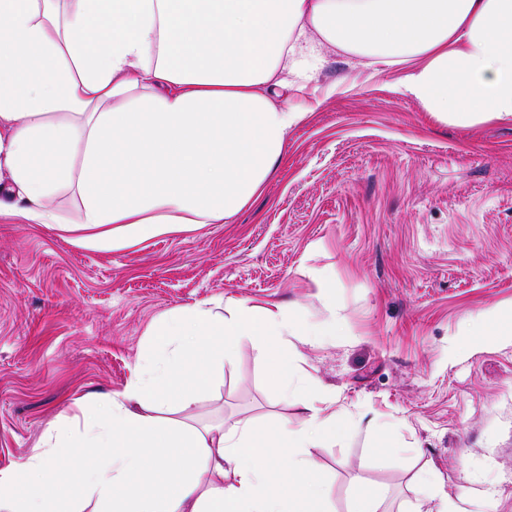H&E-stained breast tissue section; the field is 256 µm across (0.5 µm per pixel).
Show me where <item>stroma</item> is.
<instances>
[{"instance_id":"1","label":"stroma","mask_w":512,"mask_h":512,"mask_svg":"<svg viewBox=\"0 0 512 512\" xmlns=\"http://www.w3.org/2000/svg\"><path fill=\"white\" fill-rule=\"evenodd\" d=\"M305 110L264 192L232 221L100 250L0 216V469L17 472L81 395L124 391L153 361L148 331L209 301L279 303L301 322L335 305L340 340L288 339L311 390L349 418L311 448L328 512L372 487L390 512L434 491L512 512V343L465 333L512 315V122H438L323 48ZM263 349L241 339L192 424L303 425Z\"/></svg>"}]
</instances>
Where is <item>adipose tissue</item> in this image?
Returning <instances> with one entry per match:
<instances>
[{
    "instance_id": "adipose-tissue-1",
    "label": "adipose tissue",
    "mask_w": 512,
    "mask_h": 512,
    "mask_svg": "<svg viewBox=\"0 0 512 512\" xmlns=\"http://www.w3.org/2000/svg\"><path fill=\"white\" fill-rule=\"evenodd\" d=\"M0 0V213L128 247L220 224L264 189L303 120L288 94L308 86L329 45L372 74L402 65V93L440 123L512 121V0ZM76 187L80 223L49 204ZM164 347L148 379L49 429L25 464V494L0 470V512H326L307 450L342 434L307 404L297 429L245 419L203 428L168 416L223 382L240 337L276 357L282 398L298 370L284 346L342 337L335 317L297 325L278 304L199 302L152 330ZM99 461L78 499L42 489L71 447ZM176 449L168 459L166 449ZM174 491L157 494L170 470Z\"/></svg>"
}]
</instances>
